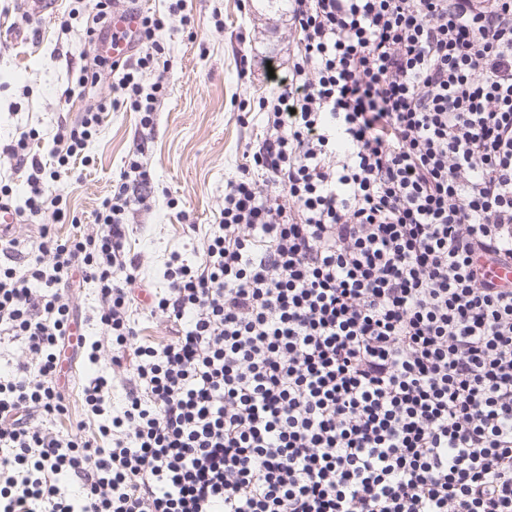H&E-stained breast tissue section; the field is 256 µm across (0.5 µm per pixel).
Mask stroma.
<instances>
[{
    "mask_svg": "<svg viewBox=\"0 0 512 512\" xmlns=\"http://www.w3.org/2000/svg\"><path fill=\"white\" fill-rule=\"evenodd\" d=\"M168 6L169 0L138 4L141 11L165 18L167 71L151 132H143L138 114L125 106L104 112L100 131L86 149L88 164L71 166L55 185L67 199L64 216L47 213L7 233L32 251L40 242V225L53 224L65 238L74 232L73 220L92 223L128 154L143 147L154 193L149 208L128 216L133 227L128 246L140 260L144 287L152 292L167 286L163 272L171 253L202 261L204 242L216 230L224 206L225 183L243 164L246 143L264 132L260 115L240 123L238 103L270 95L268 62L287 64L296 48L289 0H186L177 13ZM91 23L89 14L72 19L62 11L30 19L23 0H0V144L26 131L32 153L48 160L58 129L75 122L88 101L116 98L117 78L107 70L100 71L88 98L69 93L73 70L94 55L84 38ZM65 297L84 335L100 338L94 284L71 285ZM111 352L104 346L95 365L72 358L69 373L60 378L69 414L54 422V430H69L71 420L81 415L82 386L108 369Z\"/></svg>",
    "mask_w": 512,
    "mask_h": 512,
    "instance_id": "obj_1",
    "label": "stroma"
}]
</instances>
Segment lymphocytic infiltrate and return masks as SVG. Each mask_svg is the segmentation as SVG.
<instances>
[{
    "instance_id": "obj_1",
    "label": "lymphocytic infiltrate",
    "mask_w": 512,
    "mask_h": 512,
    "mask_svg": "<svg viewBox=\"0 0 512 512\" xmlns=\"http://www.w3.org/2000/svg\"><path fill=\"white\" fill-rule=\"evenodd\" d=\"M124 31L133 58L95 54L75 81L119 76L153 126L162 18ZM299 49L265 134L224 187L195 264L171 254L138 343L141 287L127 216L152 177L129 158L89 230L51 225L24 271L0 265V333L35 374L0 376V512H512V0H293ZM93 104L56 136L0 148L28 187L20 222L60 214L52 186L99 130ZM95 284L113 366L135 355L122 411L111 381L83 387L98 419L58 434L57 379L77 335L64 296ZM138 294L141 304L137 307H135L136 304L134 305L131 319L135 321L139 336L155 345L165 344L172 336L170 325L159 314H150V308L146 306L149 302L146 292L138 291Z\"/></svg>"
}]
</instances>
